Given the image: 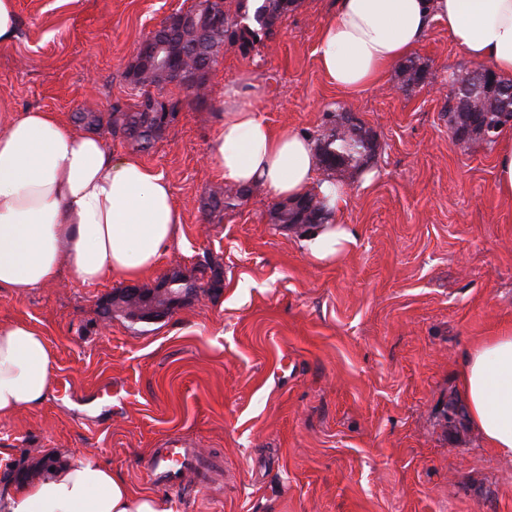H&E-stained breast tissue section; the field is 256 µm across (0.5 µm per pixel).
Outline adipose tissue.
<instances>
[{"label": "adipose tissue", "instance_id": "obj_1", "mask_svg": "<svg viewBox=\"0 0 512 512\" xmlns=\"http://www.w3.org/2000/svg\"><path fill=\"white\" fill-rule=\"evenodd\" d=\"M437 22L475 63L512 79V0H336L319 38V62L336 87L376 85ZM0 128V290L27 293L69 274L92 286L150 274L174 241L180 217L166 176L135 155L112 156L96 135L77 136L53 112L10 111ZM312 142L273 130L259 109L229 94L209 161L230 185L261 184L280 199L308 193L331 208L348 202L316 180ZM353 241L326 224L304 249L328 260ZM56 356L25 321L0 322V420L43 404ZM459 384L468 419L500 455L512 456V329L463 354ZM0 512H170L158 496L134 492L106 464L73 456L51 477L0 494Z\"/></svg>", "mask_w": 512, "mask_h": 512}]
</instances>
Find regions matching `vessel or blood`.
I'll list each match as a JSON object with an SVG mask.
<instances>
[{"instance_id":"obj_1","label":"vessel or blood","mask_w":512,"mask_h":512,"mask_svg":"<svg viewBox=\"0 0 512 512\" xmlns=\"http://www.w3.org/2000/svg\"><path fill=\"white\" fill-rule=\"evenodd\" d=\"M207 468V456L165 439L148 461L146 472L151 483L164 488H179L185 486L188 476L203 479Z\"/></svg>"}]
</instances>
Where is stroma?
Wrapping results in <instances>:
<instances>
[{"label":"stroma","mask_w":512,"mask_h":512,"mask_svg":"<svg viewBox=\"0 0 512 512\" xmlns=\"http://www.w3.org/2000/svg\"><path fill=\"white\" fill-rule=\"evenodd\" d=\"M193 2L15 0L0 100L130 153L108 125L113 104L137 100L126 68ZM335 4L301 0L273 37L226 51L205 102L175 85L161 92L179 119L139 158L169 180L181 224L139 284L179 270L197 296L144 323L101 314L127 285L118 276L0 291V321L37 327L68 386L0 420V487L42 457L77 452L147 493L143 465L175 436L221 464L207 484L164 490L172 512H512V457L471 427L458 386L464 350L512 328V200L496 189L497 143L456 141L448 124L445 91L473 63L437 22L410 53L420 85L403 88L394 68L377 86L339 90L318 61ZM230 89L276 131L317 138L341 106L373 134L365 168L333 176L349 203L331 221L354 237L340 256L316 260L305 229L271 223L267 191L204 209L224 186L208 154ZM77 112L100 122L75 123ZM367 169L377 178L365 188ZM213 261L219 288L208 285Z\"/></svg>","instance_id":"obj_1"}]
</instances>
